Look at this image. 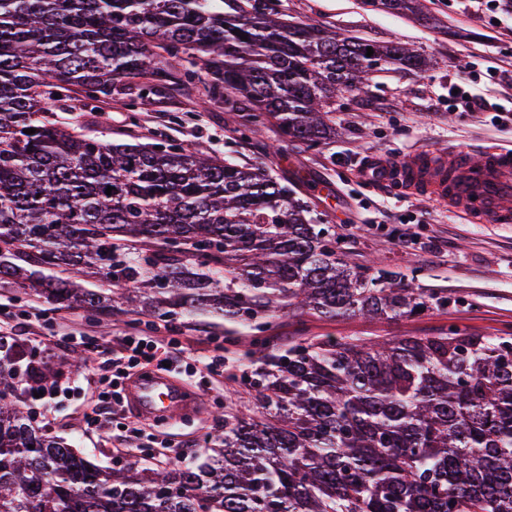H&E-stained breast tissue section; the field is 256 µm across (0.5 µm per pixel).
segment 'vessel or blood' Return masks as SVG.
I'll use <instances>...</instances> for the list:
<instances>
[{
  "label": "vessel or blood",
  "mask_w": 512,
  "mask_h": 512,
  "mask_svg": "<svg viewBox=\"0 0 512 512\" xmlns=\"http://www.w3.org/2000/svg\"><path fill=\"white\" fill-rule=\"evenodd\" d=\"M374 178L402 182L410 193L429 197L488 224H512V149L424 150L404 161L380 165ZM128 409L135 416L175 420L192 399L187 387L163 371L132 376L126 383Z\"/></svg>",
  "instance_id": "1"
}]
</instances>
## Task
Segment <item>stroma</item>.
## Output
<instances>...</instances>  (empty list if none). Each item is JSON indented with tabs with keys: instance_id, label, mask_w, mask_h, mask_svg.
Instances as JSON below:
<instances>
[{
	"instance_id": "1",
	"label": "stroma",
	"mask_w": 512,
	"mask_h": 512,
	"mask_svg": "<svg viewBox=\"0 0 512 512\" xmlns=\"http://www.w3.org/2000/svg\"><path fill=\"white\" fill-rule=\"evenodd\" d=\"M275 4L297 21L413 46L425 64L415 70L386 67L373 73L366 95L338 97L336 136L313 150L283 141L270 122L239 132L200 80L140 99L133 109L116 96L93 111L74 91L56 120L106 142L170 143L264 169L309 203L315 223L340 241L351 263L397 272L400 286L441 293L448 306L382 321L285 308L263 315L266 328L259 331L252 322H229L204 311L164 322L130 313L118 300L111 315L94 316L1 281L0 304L14 315L8 341L26 350L25 363L13 366L20 378L9 400L95 464L112 468L137 460L143 443L122 427L117 413L105 416L96 430L84 425L88 395L110 373L107 360L124 336L154 338L176 358L186 348L224 355L223 375L176 372L201 399L195 413L169 425L142 422L153 435L151 457L165 461L203 455L207 437L223 430L225 412L253 404L241 377L250 369V343L259 333L282 349L309 339L431 336L452 327L478 336L512 335V224L480 223L430 198L374 184L359 172L369 156L401 160L419 149L512 148V120L494 124L485 113L461 114L448 106V88L460 81L492 102L512 98V9L490 12L480 0H423L425 15L418 18L374 10L362 0ZM492 66L498 75L490 79L486 71ZM33 382L47 389L46 399L30 400Z\"/></svg>"
}]
</instances>
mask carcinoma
I'll return each mask as SVG.
<instances>
[{
	"label": "carcinoma",
	"mask_w": 512,
	"mask_h": 512,
	"mask_svg": "<svg viewBox=\"0 0 512 512\" xmlns=\"http://www.w3.org/2000/svg\"><path fill=\"white\" fill-rule=\"evenodd\" d=\"M189 53L241 126L270 118L309 147L336 137L337 97L386 66L423 65L408 47L289 22L266 0H0V280L112 307L56 272L75 268L124 282L136 314L230 322L281 306L379 320L448 304L348 264L259 169L105 143L53 118L74 88L99 102L128 79L153 94L192 85L197 71L177 67ZM132 241L157 248L140 256ZM253 354V408L224 415L211 453L187 464L104 469L0 398V512H512V338L450 328L282 353L262 339Z\"/></svg>",
	"instance_id": "cac0c4a2"
}]
</instances>
